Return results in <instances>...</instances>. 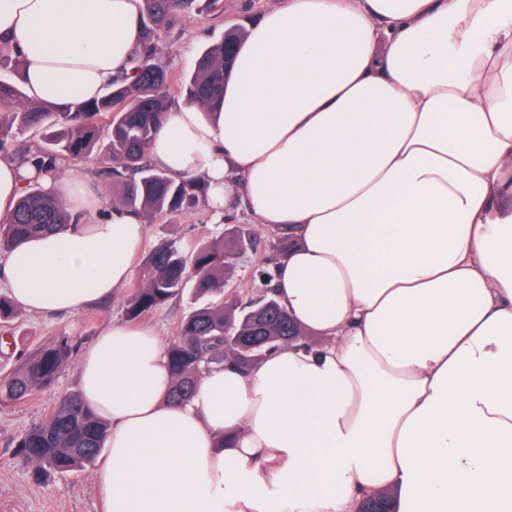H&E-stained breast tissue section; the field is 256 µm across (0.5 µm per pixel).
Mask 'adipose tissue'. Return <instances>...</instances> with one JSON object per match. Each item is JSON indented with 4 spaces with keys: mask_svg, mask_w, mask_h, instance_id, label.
Instances as JSON below:
<instances>
[{
    "mask_svg": "<svg viewBox=\"0 0 512 512\" xmlns=\"http://www.w3.org/2000/svg\"><path fill=\"white\" fill-rule=\"evenodd\" d=\"M144 0H0L29 99L99 97L129 70ZM294 241L280 304L312 345L207 371L172 405L165 346L115 323L79 390L110 424L106 512H512V0H279L203 114L147 148ZM81 223L7 256L10 299L72 312L133 277L147 228L46 180Z\"/></svg>",
    "mask_w": 512,
    "mask_h": 512,
    "instance_id": "adipose-tissue-1",
    "label": "adipose tissue"
}]
</instances>
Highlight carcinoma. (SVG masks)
I'll return each mask as SVG.
<instances>
[{"instance_id": "1", "label": "carcinoma", "mask_w": 512, "mask_h": 512, "mask_svg": "<svg viewBox=\"0 0 512 512\" xmlns=\"http://www.w3.org/2000/svg\"><path fill=\"white\" fill-rule=\"evenodd\" d=\"M198 2L145 0L143 39L132 53L131 73L115 77L97 99L64 106L34 102L24 87L0 79V153L27 174L14 211L0 224V254L10 253L26 238L74 222L43 181L57 178L63 166L80 163L94 152L105 161L103 174L112 182L107 205L120 206L146 223L193 211L207 200L204 178L175 179L146 155L176 96L195 102L205 113L223 97L225 57L245 37L242 28L228 30L220 42L199 53L191 73L174 77L158 63L166 48L163 38L182 17L196 11ZM22 57L0 38L1 64L19 70ZM30 131L42 132L40 143H22L20 136ZM244 241L240 228L201 240L192 248L163 240L142 259L139 285L125 306L127 321H137L182 296L189 284L195 297L217 299L194 308L167 346L174 403L189 400L210 368L231 362L247 370L265 355L301 339L300 327L275 297L273 272L267 264L257 268L260 288L255 303L224 302L230 258ZM73 349L67 336L35 349L0 379V403L22 402L52 386L60 372L73 364ZM108 432L109 423L80 393L71 392L16 441L14 455L38 474L84 470L98 461Z\"/></svg>"}]
</instances>
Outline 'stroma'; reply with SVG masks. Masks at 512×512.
Segmentation results:
<instances>
[{
	"label": "stroma",
	"instance_id": "obj_1",
	"mask_svg": "<svg viewBox=\"0 0 512 512\" xmlns=\"http://www.w3.org/2000/svg\"><path fill=\"white\" fill-rule=\"evenodd\" d=\"M276 3L277 0H220L219 12L183 18L167 38V48L159 58L161 65L177 76L189 73L198 52L219 41L225 29L247 25L249 19ZM236 226L249 234L253 246L235 256L234 273L224 290V299L244 302L251 297V275L256 264L269 253L277 238L275 232L255 223L245 211L219 220L209 208L201 207L191 213L159 219L147 226L148 243L153 246L175 238L183 245H193ZM130 293V288H121L114 298L94 302L73 313L21 314L10 326V347L0 353V377L16 368L19 356L62 334L72 338L75 355H82L105 327L124 321V306ZM196 305V300L187 294L142 317L140 323L154 327L161 342L167 344L175 339L181 319ZM77 388V369L71 366L60 373L51 388L28 401L0 405V512H103L95 468L38 476L13 455L20 435L43 419L61 396Z\"/></svg>",
	"mask_w": 512,
	"mask_h": 512
}]
</instances>
